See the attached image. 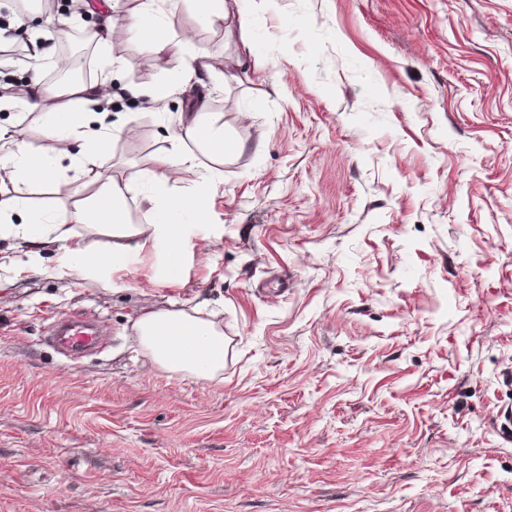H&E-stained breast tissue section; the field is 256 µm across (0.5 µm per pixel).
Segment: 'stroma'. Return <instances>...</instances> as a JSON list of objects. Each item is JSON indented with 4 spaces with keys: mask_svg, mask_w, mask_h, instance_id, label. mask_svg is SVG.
I'll use <instances>...</instances> for the list:
<instances>
[{
    "mask_svg": "<svg viewBox=\"0 0 512 512\" xmlns=\"http://www.w3.org/2000/svg\"><path fill=\"white\" fill-rule=\"evenodd\" d=\"M129 9L0 0L25 51L0 63V135L61 168L50 197L0 180V198L61 218L101 173L183 232L175 277L162 240L93 277L59 244L0 240V512H512V0H242L246 47L177 0L192 40L159 68L144 39L84 40ZM69 54L112 120L81 165L42 134ZM202 106L246 150L205 216L149 209L146 171ZM161 310L222 328L216 379L142 349ZM81 317L107 336L71 361L50 326Z\"/></svg>",
    "mask_w": 512,
    "mask_h": 512,
    "instance_id": "1",
    "label": "stroma"
}]
</instances>
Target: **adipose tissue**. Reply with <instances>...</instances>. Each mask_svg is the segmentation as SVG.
Listing matches in <instances>:
<instances>
[{
  "mask_svg": "<svg viewBox=\"0 0 512 512\" xmlns=\"http://www.w3.org/2000/svg\"><path fill=\"white\" fill-rule=\"evenodd\" d=\"M157 0H132L131 16L133 31L144 38L152 49L148 61L159 64L172 41L170 21L157 14ZM62 99L57 112L44 125V133L50 139H80L81 130L88 114H96L98 122H105L106 114L100 113V91L82 82L63 87ZM194 143L197 150L207 153L216 165H223L227 157L242 153L244 142L226 136L224 125L213 113L190 112L181 121V132L171 140L169 149L157 160L156 171L149 178L153 191L146 195L150 208L167 211H201L207 196L206 189L192 193H178L169 189L170 181L184 167H194V152L185 150V143ZM0 169L8 171L14 179L35 181L44 186L53 185L60 176L54 160L24 149H6L0 154ZM95 190L80 199L70 219L76 224H91L98 240L87 244L50 223L46 211L33 207L27 199L0 200V238L20 237L29 244H42L47 234H54L66 253L74 259L80 275H88L111 268L123 256V241L129 237L142 238L144 243H155L164 238L170 255L181 250L182 230L179 225L165 224L152 228L132 223L126 215L122 200L130 187L116 182L112 177L95 175ZM25 215L26 221L15 224L12 214ZM141 346L161 368L171 372H188L197 377L210 379L224 367L226 342L224 334L213 322L189 315L183 311L163 310L143 316L137 325Z\"/></svg>",
  "mask_w": 512,
  "mask_h": 512,
  "instance_id": "ef3b65f1",
  "label": "adipose tissue"
}]
</instances>
